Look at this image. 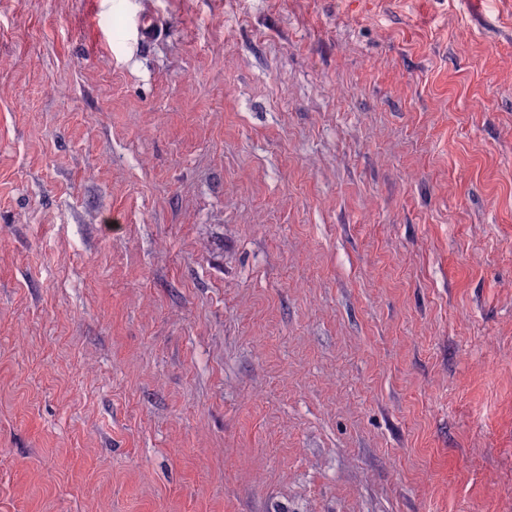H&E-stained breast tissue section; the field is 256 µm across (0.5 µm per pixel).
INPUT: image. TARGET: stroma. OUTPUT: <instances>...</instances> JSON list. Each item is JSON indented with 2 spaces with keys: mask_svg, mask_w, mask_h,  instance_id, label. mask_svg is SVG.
I'll use <instances>...</instances> for the list:
<instances>
[{
  "mask_svg": "<svg viewBox=\"0 0 512 512\" xmlns=\"http://www.w3.org/2000/svg\"><path fill=\"white\" fill-rule=\"evenodd\" d=\"M0 512H512V0H0Z\"/></svg>",
  "mask_w": 512,
  "mask_h": 512,
  "instance_id": "obj_1",
  "label": "stroma"
}]
</instances>
